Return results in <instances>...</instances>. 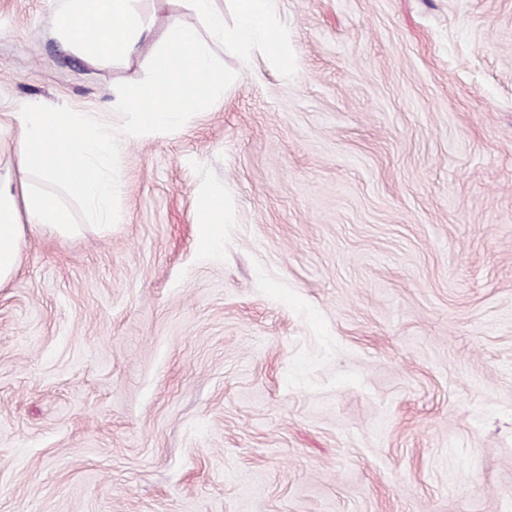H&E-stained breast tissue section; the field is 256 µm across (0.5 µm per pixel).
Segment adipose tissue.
<instances>
[{
    "mask_svg": "<svg viewBox=\"0 0 512 512\" xmlns=\"http://www.w3.org/2000/svg\"><path fill=\"white\" fill-rule=\"evenodd\" d=\"M133 0H66L54 17L53 30L90 62L125 63L152 36L132 6ZM191 19L172 18L163 49L152 61V82L132 87L128 107L132 117L126 136L179 126L186 115L210 109L224 90L223 64L204 48L197 24H204L212 40L244 55L259 49L279 63L288 61V34L275 29L276 0H229L233 24H226L214 0H187ZM14 156L18 169L38 174L83 202L96 222L112 221L117 192L114 160L117 149L111 133L86 136L87 115L48 112L27 102L14 115ZM196 211L200 247L212 249L224 240V194L203 189ZM75 233L68 212L52 197L15 189L12 179L0 177V287L16 276L27 232Z\"/></svg>",
    "mask_w": 512,
    "mask_h": 512,
    "instance_id": "obj_1",
    "label": "adipose tissue"
}]
</instances>
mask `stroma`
Instances as JSON below:
<instances>
[{
    "label": "stroma",
    "mask_w": 512,
    "mask_h": 512,
    "mask_svg": "<svg viewBox=\"0 0 512 512\" xmlns=\"http://www.w3.org/2000/svg\"><path fill=\"white\" fill-rule=\"evenodd\" d=\"M0 0L11 112L120 131L186 0L88 62ZM289 68L118 143L111 223L32 233L0 288V512H512V0H276ZM224 193L198 245L196 192ZM198 195L201 203L195 216L197 239L202 249L210 250L224 240V193L202 189Z\"/></svg>",
    "instance_id": "stroma-1"
}]
</instances>
